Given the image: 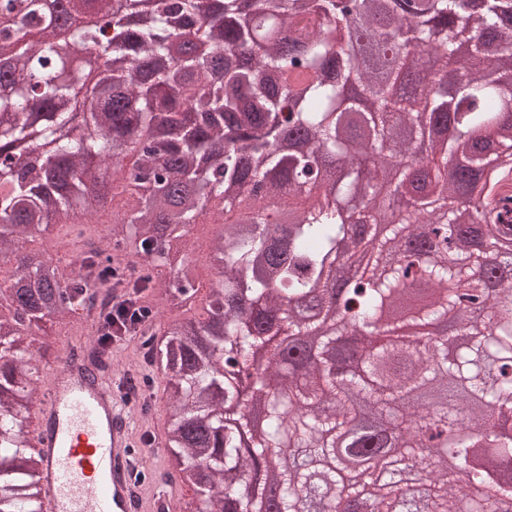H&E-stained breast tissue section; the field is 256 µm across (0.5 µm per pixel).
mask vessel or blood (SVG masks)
Wrapping results in <instances>:
<instances>
[{
  "mask_svg": "<svg viewBox=\"0 0 512 512\" xmlns=\"http://www.w3.org/2000/svg\"><path fill=\"white\" fill-rule=\"evenodd\" d=\"M112 371L68 353L50 371L34 409L50 512H143L173 501L160 488L145 497L134 480L130 406L114 391Z\"/></svg>",
  "mask_w": 512,
  "mask_h": 512,
  "instance_id": "b4317fda",
  "label": "vessel or blood"
}]
</instances>
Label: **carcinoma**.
<instances>
[{
  "instance_id": "cac0c4a2",
  "label": "carcinoma",
  "mask_w": 512,
  "mask_h": 512,
  "mask_svg": "<svg viewBox=\"0 0 512 512\" xmlns=\"http://www.w3.org/2000/svg\"><path fill=\"white\" fill-rule=\"evenodd\" d=\"M90 5L103 24L82 26ZM23 26L0 28V255L53 212L92 223L112 196V258L82 252L108 287L66 278L36 255H16L0 286V512H44L40 462L26 455L33 393L31 350L22 336L78 307L124 294L139 307L167 292L142 264L126 259L160 241L155 261L176 271L174 288H196L198 259L189 227L220 225L207 259L216 275L210 302L224 314L194 319L166 350L142 346L151 365L173 373L168 395L176 447L169 456L195 469L199 512H301L299 489L318 474L278 451L331 456L321 512H399L409 493L395 472L366 467L342 485L343 456L399 445L429 477L424 512H512V264L472 276L489 239L512 243V0H0ZM112 66L84 100L73 61ZM427 163L411 171L406 133L438 126ZM26 145L32 157L15 161ZM464 156V177L448 181V160ZM121 174V186L104 171ZM293 222L276 224L282 201ZM425 250L421 285L431 300L415 322L453 314L471 346L448 359L450 336L390 341L384 310L399 299L410 265ZM367 255L380 273L354 283L345 309L355 345L370 347L363 368L373 386L326 373L299 354L346 331L327 322L319 291L348 276ZM266 408L248 451L221 407L252 351L279 331ZM224 352V369L216 354ZM280 465L279 492L254 502L226 493L254 467Z\"/></svg>"
}]
</instances>
